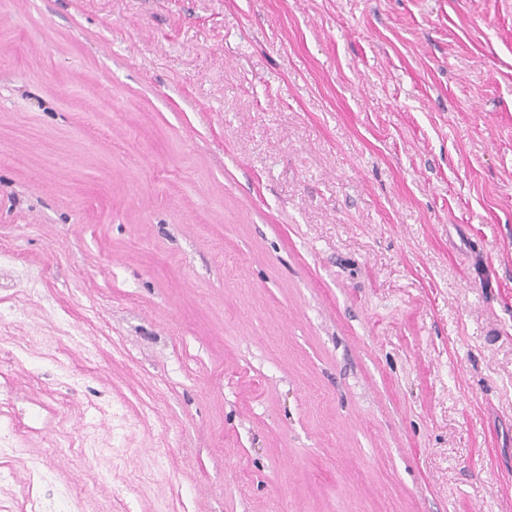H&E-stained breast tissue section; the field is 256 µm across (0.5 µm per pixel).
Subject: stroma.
<instances>
[{
    "mask_svg": "<svg viewBox=\"0 0 512 512\" xmlns=\"http://www.w3.org/2000/svg\"><path fill=\"white\" fill-rule=\"evenodd\" d=\"M1 251L0 505L512 512V0H0Z\"/></svg>",
    "mask_w": 512,
    "mask_h": 512,
    "instance_id": "35a3bbf8",
    "label": "stroma"
}]
</instances>
